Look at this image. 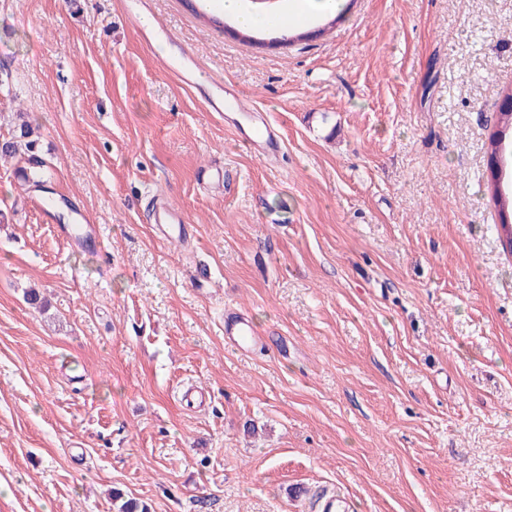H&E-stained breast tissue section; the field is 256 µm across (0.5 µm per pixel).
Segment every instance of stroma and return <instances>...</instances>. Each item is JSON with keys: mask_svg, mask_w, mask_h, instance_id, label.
Segmentation results:
<instances>
[{"mask_svg": "<svg viewBox=\"0 0 512 512\" xmlns=\"http://www.w3.org/2000/svg\"><path fill=\"white\" fill-rule=\"evenodd\" d=\"M322 26L259 48L182 0H0V140L29 124L44 163L36 187L0 158V512H116L115 488L322 512L325 487L352 512H512L486 149L512 0H347ZM77 214L97 237L72 246ZM229 309L268 344L227 347ZM181 218V213L172 206L163 205L160 206L156 211V219L158 224H160V231L162 234V239L164 240H172L177 234L178 237H181L183 227L181 224L178 226L173 225H162V224H174L179 223Z\"/></svg>", "mask_w": 512, "mask_h": 512, "instance_id": "obj_1", "label": "stroma"}]
</instances>
